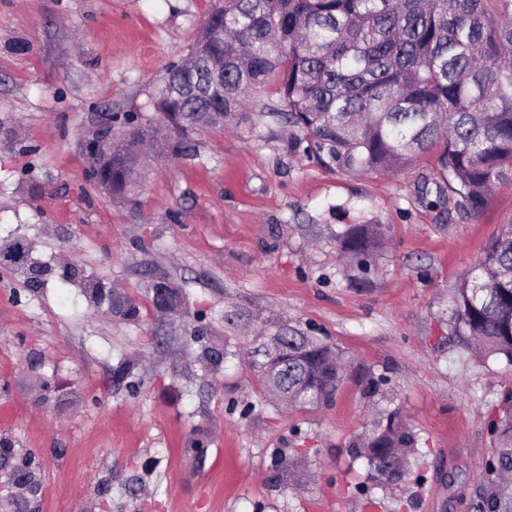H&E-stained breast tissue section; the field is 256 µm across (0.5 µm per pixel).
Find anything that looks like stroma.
Wrapping results in <instances>:
<instances>
[{
	"mask_svg": "<svg viewBox=\"0 0 512 512\" xmlns=\"http://www.w3.org/2000/svg\"><path fill=\"white\" fill-rule=\"evenodd\" d=\"M216 3L0 0V246L28 247L0 257V439L40 482L34 496L0 469V495L13 512H470L512 369L449 339L450 295L512 221V180L461 215L421 195L435 153L346 173L292 150L272 117L149 153L124 203L90 175L86 140L151 114ZM352 224L387 235L369 270L336 248ZM84 279L101 281L97 302ZM159 283L179 312L157 309ZM116 291L136 319L113 312ZM283 326L349 359L332 407L261 402L263 338ZM212 339L228 350L216 368L201 359ZM391 410L420 457L376 489L347 448ZM293 448L314 454L279 473Z\"/></svg>",
	"mask_w": 512,
	"mask_h": 512,
	"instance_id": "1",
	"label": "stroma"
}]
</instances>
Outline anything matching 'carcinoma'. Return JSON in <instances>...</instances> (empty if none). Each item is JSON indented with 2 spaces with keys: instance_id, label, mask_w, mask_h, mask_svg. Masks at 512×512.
I'll return each instance as SVG.
<instances>
[{
  "instance_id": "cac0c4a2",
  "label": "carcinoma",
  "mask_w": 512,
  "mask_h": 512,
  "mask_svg": "<svg viewBox=\"0 0 512 512\" xmlns=\"http://www.w3.org/2000/svg\"><path fill=\"white\" fill-rule=\"evenodd\" d=\"M273 78L290 145L343 172L401 168L439 151L440 180L422 194L476 215L491 187L512 177V0H224L187 64L169 68L151 96L154 112L138 145L179 155L191 137L224 120L247 119L245 98ZM139 185L137 156L112 159L115 201ZM378 224H353L339 249L361 264L381 245ZM112 309L137 312L131 297ZM451 334L483 358L512 367V224L485 245L454 288ZM288 355L267 361L264 390L295 409L331 406L343 382L337 348L295 328ZM493 448L482 462L472 512H512V390L489 420ZM418 437L397 411L349 447L376 484L409 474Z\"/></svg>"
}]
</instances>
